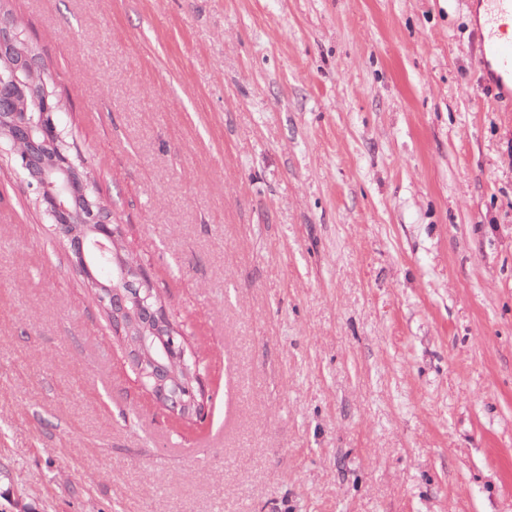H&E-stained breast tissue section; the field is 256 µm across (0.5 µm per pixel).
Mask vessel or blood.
Here are the masks:
<instances>
[{
    "instance_id": "obj_1",
    "label": "vessel or blood",
    "mask_w": 512,
    "mask_h": 512,
    "mask_svg": "<svg viewBox=\"0 0 512 512\" xmlns=\"http://www.w3.org/2000/svg\"><path fill=\"white\" fill-rule=\"evenodd\" d=\"M479 19L478 65L502 87H512V0H475Z\"/></svg>"
}]
</instances>
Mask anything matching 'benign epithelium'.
I'll return each instance as SVG.
<instances>
[{
	"instance_id": "benign-epithelium-1",
	"label": "benign epithelium",
	"mask_w": 512,
	"mask_h": 512,
	"mask_svg": "<svg viewBox=\"0 0 512 512\" xmlns=\"http://www.w3.org/2000/svg\"><path fill=\"white\" fill-rule=\"evenodd\" d=\"M6 17L0 19V156L16 159L18 168L34 187L39 209L54 223L55 234L67 243L76 267L83 273L106 263L109 284L89 282L99 305L109 313L112 332L124 338L129 326L139 327L140 351L124 349V360L139 386L166 411L183 415L193 406L198 420L207 416L201 376L181 382L166 364L197 362L187 358L185 338L157 303L152 279L141 263L120 252L119 226L100 204L94 188L81 180L80 165L63 148L56 122L58 102L47 88L39 58L26 47ZM5 87L38 88L33 107L15 111V100L1 93Z\"/></svg>"
}]
</instances>
